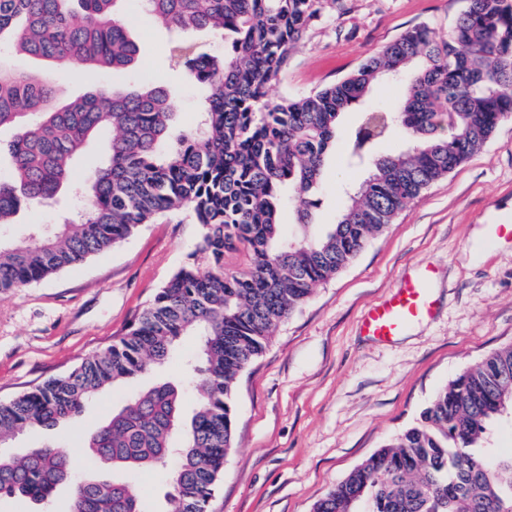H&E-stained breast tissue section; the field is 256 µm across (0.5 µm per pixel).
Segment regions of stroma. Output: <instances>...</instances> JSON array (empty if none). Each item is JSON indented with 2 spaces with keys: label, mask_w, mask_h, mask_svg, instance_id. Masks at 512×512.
I'll use <instances>...</instances> for the list:
<instances>
[{
  "label": "stroma",
  "mask_w": 512,
  "mask_h": 512,
  "mask_svg": "<svg viewBox=\"0 0 512 512\" xmlns=\"http://www.w3.org/2000/svg\"><path fill=\"white\" fill-rule=\"evenodd\" d=\"M466 0H336L290 53L288 69L268 89L270 100L300 96L338 81L406 30L428 26L447 37ZM121 10L140 52L116 73L58 70L63 95L96 89L168 86L183 126L196 120L199 86L172 70L171 34L133 0ZM358 112L345 113L349 132ZM330 154L316 212L336 221L343 183L366 169L345 166V140ZM512 221V121L447 177L432 184L373 239L335 279L314 287L265 351L238 377L234 446L208 512H312L316 501L394 436L412 426L434 393L490 352L512 344V239L495 227ZM200 225L184 214L141 225L86 263L13 293H0V400H10L70 372L124 336L162 284L189 262L206 266L196 246ZM433 270V317L410 324L388 342L360 333L367 307L397 288L402 276ZM185 338L163 366L92 399L82 415L51 431L16 434L7 451L21 454L57 440L80 456L88 435L144 387L183 383L182 410L196 394L183 359ZM145 512H165L168 470L126 473Z\"/></svg>",
  "instance_id": "stroma-1"
}]
</instances>
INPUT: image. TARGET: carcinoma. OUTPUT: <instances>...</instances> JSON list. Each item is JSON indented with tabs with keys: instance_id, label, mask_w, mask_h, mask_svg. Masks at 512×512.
Wrapping results in <instances>:
<instances>
[{
	"instance_id": "carcinoma-1",
	"label": "carcinoma",
	"mask_w": 512,
	"mask_h": 512,
	"mask_svg": "<svg viewBox=\"0 0 512 512\" xmlns=\"http://www.w3.org/2000/svg\"><path fill=\"white\" fill-rule=\"evenodd\" d=\"M120 0H0V229L23 207L37 208L73 183L97 130L112 129L106 156L83 184L80 203L58 230L0 237V292L40 282L111 249L141 224L188 211L202 226L198 252L209 266L181 267L128 332L64 376L0 402V444L30 428L50 430L77 416L116 383L165 364L193 335L189 360L197 409L180 414L178 387L136 394L91 434L86 456L114 471L163 466L166 512H207L233 447L232 394L278 326L335 278L398 212L476 153L512 118V0H468L448 37L416 26L350 75L299 97L267 100L291 49L336 0H136L169 30L174 66L207 88L195 129L179 128L170 90L152 84L58 101L50 73L22 70L24 54L47 66L114 71L139 46L116 10ZM224 39L201 54L186 35ZM407 77L395 110L370 107L346 141L348 162L368 176L343 198L337 222L316 224L323 170L342 114L364 103L381 79ZM409 147L379 155L396 130ZM291 205L297 229L282 231ZM243 249V270L224 255ZM512 414V346L495 351L439 389L417 421L359 464L313 512H512V455L492 459L491 427ZM182 442L172 446L174 431ZM72 487L67 512H144L124 481L78 475L73 457L44 446L0 454V497L41 506Z\"/></svg>"
}]
</instances>
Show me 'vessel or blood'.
<instances>
[{
  "label": "vessel or blood",
  "instance_id": "vessel-or-blood-1",
  "mask_svg": "<svg viewBox=\"0 0 512 512\" xmlns=\"http://www.w3.org/2000/svg\"><path fill=\"white\" fill-rule=\"evenodd\" d=\"M430 280L426 272L405 276L400 288L365 312L361 323L363 334L386 342L405 325L430 318L435 311Z\"/></svg>",
  "mask_w": 512,
  "mask_h": 512
}]
</instances>
